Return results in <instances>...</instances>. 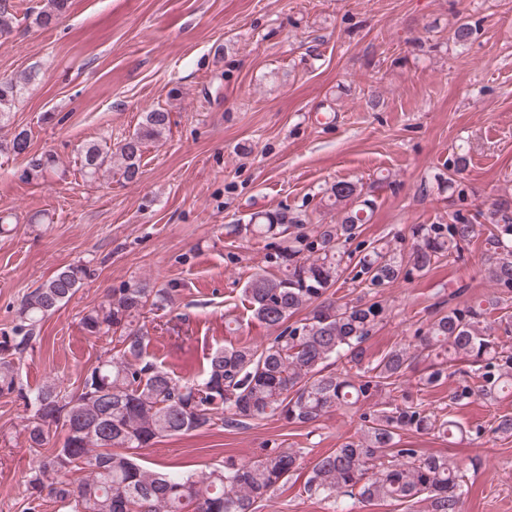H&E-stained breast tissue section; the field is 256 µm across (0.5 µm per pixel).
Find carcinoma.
<instances>
[{"mask_svg": "<svg viewBox=\"0 0 512 512\" xmlns=\"http://www.w3.org/2000/svg\"><path fill=\"white\" fill-rule=\"evenodd\" d=\"M68 8L69 0H44L29 19L50 28ZM32 80L30 73L19 81L0 79V123ZM169 124V112L157 107L115 149L86 142L80 150L83 176L97 179L117 156L124 180H135L144 144L160 140ZM54 166L50 154L33 156L28 176L37 178ZM465 168L461 155L449 161L446 186L457 183ZM328 199L336 205V223L319 224L309 235L293 232L304 220L280 211L226 225L234 235L288 234V245L275 254L284 276L255 275L243 288L252 318L275 336L264 346L229 343L211 351L200 378H177L147 354L143 314L171 323L177 285L155 289L141 280L107 293L82 317L84 330L109 339L111 347L81 373L77 390L68 393L48 381L29 395L20 383L21 354L36 327L70 301L89 270L65 266L23 298L17 336L0 341V398L16 394L26 400L29 414L22 417L21 431L29 447L41 450L28 480L27 512H38L48 499L65 512H256L259 502L300 469L297 451L274 449L244 464L228 459L198 474L146 468L138 462L139 450L210 430L220 421L275 417L302 428L343 408L359 412L361 433L314 462L303 484L307 496L330 501L333 512H350L348 498L400 502L410 512L419 505L422 512H462L466 474L447 454L428 452L412 437L439 439L456 430L478 439L481 429L470 432L426 407L400 380L421 363L422 388L454 379L450 407L473 400L494 405L512 391V347L495 335V325L512 321V198L500 196L478 209V224H415L408 248L374 240L353 250L348 245L370 220L375 200L345 180L330 187ZM481 236L484 276L496 295L485 302L460 301L458 290L448 306L431 312L422 335L369 359L365 344L388 312L380 289L460 257ZM346 274L364 286L366 296L336 299V284ZM335 363L341 369L328 370ZM381 394L374 409L360 412Z\"/></svg>", "mask_w": 512, "mask_h": 512, "instance_id": "1", "label": "carcinoma"}]
</instances>
